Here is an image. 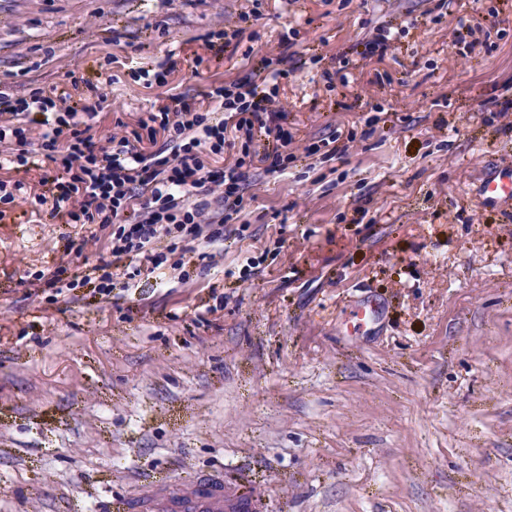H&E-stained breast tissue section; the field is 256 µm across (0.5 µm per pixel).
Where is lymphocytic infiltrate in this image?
<instances>
[{
	"label": "lymphocytic infiltrate",
	"instance_id": "f902f5d3",
	"mask_svg": "<svg viewBox=\"0 0 512 512\" xmlns=\"http://www.w3.org/2000/svg\"><path fill=\"white\" fill-rule=\"evenodd\" d=\"M209 99L212 108L203 112L186 97L176 98L174 107L140 119L141 135L113 139L107 149L81 129L77 110L56 112L54 100L37 92L27 99L0 92V117L9 118L0 125V142L13 140L19 146L15 152H0V164L28 166L29 148L37 146L62 166L51 178L52 197H38V204H51L53 213L72 224L113 228L109 256L99 263L100 294L112 292L110 267L126 262L154 270L182 243L212 246L235 235L227 218L244 207L243 189L252 166L239 160L216 167L227 134L249 144L261 137L273 140V148L259 154L255 167L268 175L284 171L283 150L291 143L287 114L260 90L255 75L212 87ZM35 110L55 112L56 117L34 142L19 119ZM145 141L155 143V150L144 151ZM214 193L222 203L217 211L210 208ZM129 212L137 215L131 224L124 221Z\"/></svg>",
	"mask_w": 512,
	"mask_h": 512
}]
</instances>
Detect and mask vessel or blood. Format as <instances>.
Wrapping results in <instances>:
<instances>
[{"instance_id": "obj_1", "label": "vessel or blood", "mask_w": 512, "mask_h": 512, "mask_svg": "<svg viewBox=\"0 0 512 512\" xmlns=\"http://www.w3.org/2000/svg\"><path fill=\"white\" fill-rule=\"evenodd\" d=\"M483 188L490 199L512 206V171L488 174ZM238 506L235 493L211 479L188 493L173 488L138 502L140 512H236Z\"/></svg>"}]
</instances>
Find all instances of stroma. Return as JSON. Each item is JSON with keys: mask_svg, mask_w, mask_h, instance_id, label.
Listing matches in <instances>:
<instances>
[{"mask_svg": "<svg viewBox=\"0 0 512 512\" xmlns=\"http://www.w3.org/2000/svg\"><path fill=\"white\" fill-rule=\"evenodd\" d=\"M446 2L423 23L425 0H0V89L78 109L102 86L101 146L206 106L288 31L301 54L276 88L287 168L188 283L119 267L100 295L111 229L36 203L56 162L0 172L22 185L0 205V512H111L199 475L259 512H512V214L478 193L512 167V7L466 54L454 29L494 4ZM381 24L392 49L363 57ZM334 137L345 155H305Z\"/></svg>", "mask_w": 512, "mask_h": 512, "instance_id": "35a3bbf8", "label": "stroma"}]
</instances>
